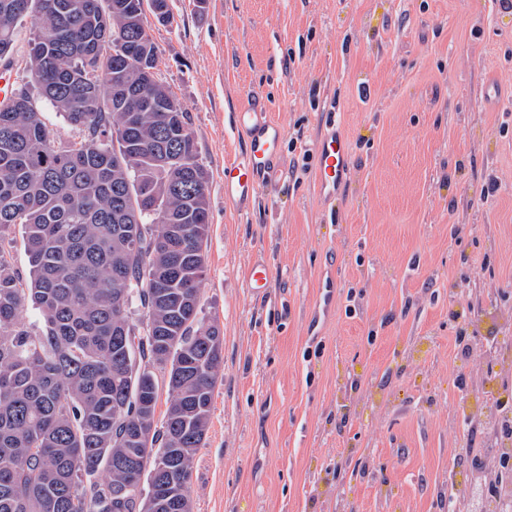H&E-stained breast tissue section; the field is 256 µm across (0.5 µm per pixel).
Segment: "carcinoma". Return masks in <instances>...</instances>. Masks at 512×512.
Returning a JSON list of instances; mask_svg holds the SVG:
<instances>
[{
	"mask_svg": "<svg viewBox=\"0 0 512 512\" xmlns=\"http://www.w3.org/2000/svg\"><path fill=\"white\" fill-rule=\"evenodd\" d=\"M143 2L0 0V63L38 91L0 110V512H192L224 368L200 318L209 175L169 118ZM16 224L27 281L5 245Z\"/></svg>",
	"mask_w": 512,
	"mask_h": 512,
	"instance_id": "1",
	"label": "carcinoma"
}]
</instances>
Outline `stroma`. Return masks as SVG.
Returning <instances> with one entry per match:
<instances>
[{
	"label": "stroma",
	"mask_w": 512,
	"mask_h": 512,
	"mask_svg": "<svg viewBox=\"0 0 512 512\" xmlns=\"http://www.w3.org/2000/svg\"><path fill=\"white\" fill-rule=\"evenodd\" d=\"M161 79L209 174L205 323L224 334L193 512H442L470 470L461 333L512 338V13L497 0H169ZM283 127L247 211L224 198L246 98ZM342 122L350 177L316 190ZM496 190L482 195L487 185ZM267 260L263 296L247 286ZM337 293L321 307L320 290ZM312 153L318 160L316 172L318 192L323 198L331 199L348 182L350 170L348 137L335 124H332L313 142Z\"/></svg>",
	"instance_id": "35a3bbf8"
}]
</instances>
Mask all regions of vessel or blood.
I'll use <instances>...</instances> for the list:
<instances>
[{
    "label": "vessel or blood",
    "instance_id": "obj_1",
    "mask_svg": "<svg viewBox=\"0 0 512 512\" xmlns=\"http://www.w3.org/2000/svg\"><path fill=\"white\" fill-rule=\"evenodd\" d=\"M234 123L245 149L240 157L224 164V196L244 208L279 159L283 128L267 108L253 101L244 102L236 110ZM312 152L318 160V192L323 198H333L349 177L348 137L341 129L329 127L313 142Z\"/></svg>",
    "mask_w": 512,
    "mask_h": 512
}]
</instances>
